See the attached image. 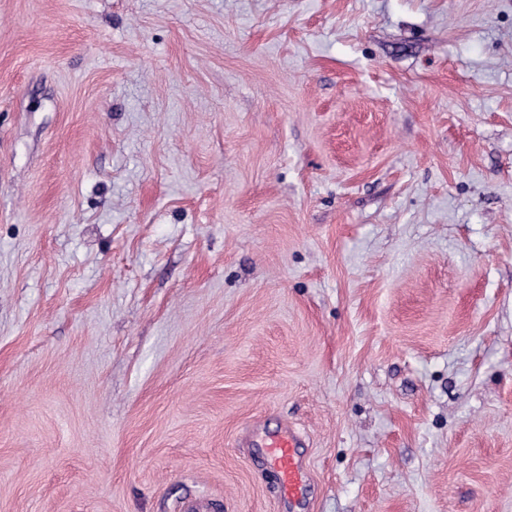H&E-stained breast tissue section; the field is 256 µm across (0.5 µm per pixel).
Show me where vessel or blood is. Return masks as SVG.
<instances>
[{
    "instance_id": "vessel-or-blood-1",
    "label": "vessel or blood",
    "mask_w": 512,
    "mask_h": 512,
    "mask_svg": "<svg viewBox=\"0 0 512 512\" xmlns=\"http://www.w3.org/2000/svg\"><path fill=\"white\" fill-rule=\"evenodd\" d=\"M262 446L266 462L276 472L280 493L288 503H299L305 495L309 472L298 450L300 436L291 430L267 435Z\"/></svg>"
}]
</instances>
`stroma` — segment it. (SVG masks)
I'll list each match as a JSON object with an SVG mask.
<instances>
[{
  "mask_svg": "<svg viewBox=\"0 0 512 512\" xmlns=\"http://www.w3.org/2000/svg\"><path fill=\"white\" fill-rule=\"evenodd\" d=\"M512 512V0H0V512ZM266 462L277 473L281 497L288 504L299 503L305 495L309 472L297 448L301 438L293 430L267 435L262 442Z\"/></svg>",
  "mask_w": 512,
  "mask_h": 512,
  "instance_id": "obj_1",
  "label": "stroma"
}]
</instances>
